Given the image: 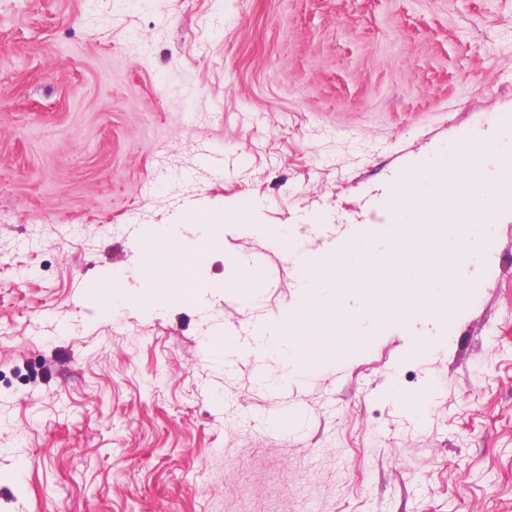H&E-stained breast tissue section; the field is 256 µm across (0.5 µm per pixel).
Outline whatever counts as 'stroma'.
<instances>
[{
  "label": "stroma",
  "mask_w": 512,
  "mask_h": 512,
  "mask_svg": "<svg viewBox=\"0 0 512 512\" xmlns=\"http://www.w3.org/2000/svg\"><path fill=\"white\" fill-rule=\"evenodd\" d=\"M510 109L512 0H0V512H512L511 219L438 346L389 326L295 373L211 356L297 304L284 251L232 228L199 278L264 283L195 304L148 234L236 200L321 247ZM132 269L167 304L97 314L85 283Z\"/></svg>",
  "instance_id": "stroma-1"
}]
</instances>
